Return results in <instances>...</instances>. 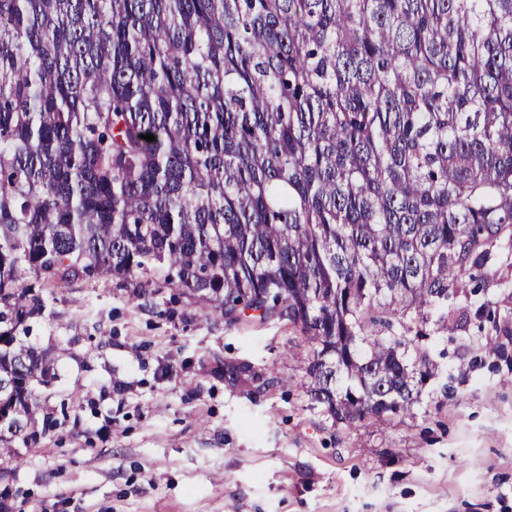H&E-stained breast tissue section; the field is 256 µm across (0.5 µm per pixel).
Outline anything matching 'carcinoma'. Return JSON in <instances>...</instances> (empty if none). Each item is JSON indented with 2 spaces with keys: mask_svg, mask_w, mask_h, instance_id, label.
Segmentation results:
<instances>
[{
  "mask_svg": "<svg viewBox=\"0 0 512 512\" xmlns=\"http://www.w3.org/2000/svg\"><path fill=\"white\" fill-rule=\"evenodd\" d=\"M495 248L512 0H0L1 461L58 426L35 393L54 359L18 336L37 280L161 274L229 322L286 321L312 407L351 426L413 415L427 328Z\"/></svg>",
  "mask_w": 512,
  "mask_h": 512,
  "instance_id": "cac0c4a2",
  "label": "carcinoma"
}]
</instances>
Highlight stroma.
I'll list each match as a JSON object with an SVG mask.
<instances>
[{
    "instance_id": "35a3bbf8",
    "label": "stroma",
    "mask_w": 512,
    "mask_h": 512,
    "mask_svg": "<svg viewBox=\"0 0 512 512\" xmlns=\"http://www.w3.org/2000/svg\"><path fill=\"white\" fill-rule=\"evenodd\" d=\"M481 297L494 329L454 302L446 350L413 416L331 425L304 385L309 347L285 321L227 323L163 277L42 281L27 340L51 350L37 389L62 427L17 444L0 472L10 512H512V255ZM498 351H488V340ZM275 364L258 393L225 360Z\"/></svg>"
}]
</instances>
